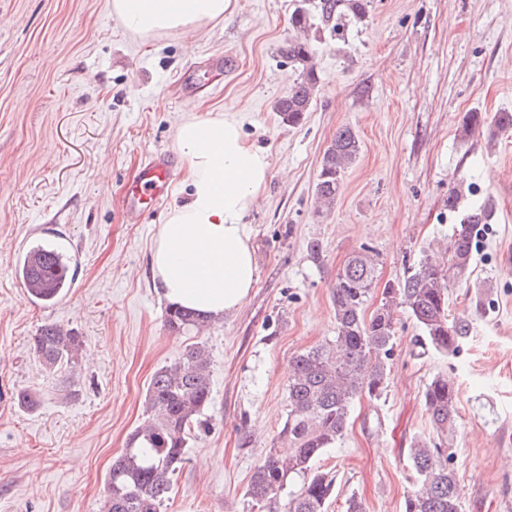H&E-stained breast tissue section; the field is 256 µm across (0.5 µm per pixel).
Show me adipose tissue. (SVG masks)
I'll return each mask as SVG.
<instances>
[{
  "mask_svg": "<svg viewBox=\"0 0 512 512\" xmlns=\"http://www.w3.org/2000/svg\"><path fill=\"white\" fill-rule=\"evenodd\" d=\"M235 6L236 0H112V13L142 39L172 32L188 37ZM175 141L186 198L168 210L152 240L151 281L167 303L220 319L255 285L256 257L243 219L272 176V155L248 142L235 117L220 112L188 116Z\"/></svg>",
  "mask_w": 512,
  "mask_h": 512,
  "instance_id": "ef3b65f1",
  "label": "adipose tissue"
}]
</instances>
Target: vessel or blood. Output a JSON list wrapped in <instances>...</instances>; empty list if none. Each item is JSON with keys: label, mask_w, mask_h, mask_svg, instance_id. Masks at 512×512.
Wrapping results in <instances>:
<instances>
[{"label": "vessel or blood", "mask_w": 512, "mask_h": 512, "mask_svg": "<svg viewBox=\"0 0 512 512\" xmlns=\"http://www.w3.org/2000/svg\"><path fill=\"white\" fill-rule=\"evenodd\" d=\"M176 177L177 168L168 151L160 150L152 154L127 192L128 221H137L148 208L159 204L167 196Z\"/></svg>", "instance_id": "b4317fda"}]
</instances>
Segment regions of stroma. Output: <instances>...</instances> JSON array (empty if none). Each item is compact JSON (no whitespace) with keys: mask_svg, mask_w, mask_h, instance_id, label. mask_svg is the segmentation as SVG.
<instances>
[{"mask_svg":"<svg viewBox=\"0 0 512 512\" xmlns=\"http://www.w3.org/2000/svg\"><path fill=\"white\" fill-rule=\"evenodd\" d=\"M299 2L236 0L189 42L130 36L112 0H0V512H102L106 474L146 417L153 375L197 341L210 353L211 401L163 512H249L244 489L288 413V363L335 334L338 270L365 246L381 281L401 279L423 249L448 242L460 221L448 191L464 173V205H495L470 286L450 297L471 338L453 356L422 354L401 316L383 395L355 405L315 466L336 478L328 512H345L353 495L366 512H404L408 448L434 435L422 391L445 374L459 394L462 512H512V135L459 132L466 113L512 112V0H370L345 38L312 33L319 91L291 127L275 105L294 69L282 50ZM211 112L236 117L274 158L245 217L257 281L233 314L174 334L149 248L183 185L137 224L123 201L152 152H176L187 115ZM342 126L360 154L319 216L322 154ZM50 242L73 258V284L43 303L16 267ZM50 323L82 336L76 368L46 370L34 354ZM20 389L34 409L17 407Z\"/></svg>","mask_w":512,"mask_h":512,"instance_id":"stroma-1","label":"stroma"}]
</instances>
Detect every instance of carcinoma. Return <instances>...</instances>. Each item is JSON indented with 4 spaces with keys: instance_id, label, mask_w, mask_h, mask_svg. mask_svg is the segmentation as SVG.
Wrapping results in <instances>:
<instances>
[{
    "instance_id": "1",
    "label": "carcinoma",
    "mask_w": 512,
    "mask_h": 512,
    "mask_svg": "<svg viewBox=\"0 0 512 512\" xmlns=\"http://www.w3.org/2000/svg\"><path fill=\"white\" fill-rule=\"evenodd\" d=\"M368 8L369 0H312L296 7L291 26L297 36L288 41L283 54L300 69V81L276 105L282 123L299 124L316 97L315 52L306 38L314 21L337 33L344 23L364 19ZM486 124L510 131L512 113L488 117L469 112L460 133L470 137ZM359 152L354 130L337 129L321 160L315 185L318 207L330 209L335 204L343 177ZM491 218L492 209L486 204L469 209L451 235L445 255L424 251L402 279L384 284L379 304L370 314L367 307L379 279L377 263L365 248L348 258L332 291L336 336L297 353L288 365V414L279 438L293 453L281 456L271 451L255 468L244 492L249 512H327L335 479L313 468V462L344 437L356 400L383 395L399 316L406 314L415 321L421 332L417 345L442 355L455 353L469 337L471 321L451 314L450 294L467 283L477 226ZM16 273L28 294L45 303L56 301L73 280L67 257L43 245L27 253ZM164 322L169 331L181 334L199 331L209 320L169 306ZM82 345L75 331L57 324L42 326L33 337L34 353L49 370L75 367ZM210 400V354L205 344L193 343L179 361L160 368L151 379L145 397L147 419L112 461L103 512H162L185 461L192 430ZM422 400L437 440L411 442L408 458L414 483L405 497L404 512H461L459 479L452 464L458 391L447 376L437 374L425 385ZM296 478L301 485L293 490Z\"/></svg>"
}]
</instances>
